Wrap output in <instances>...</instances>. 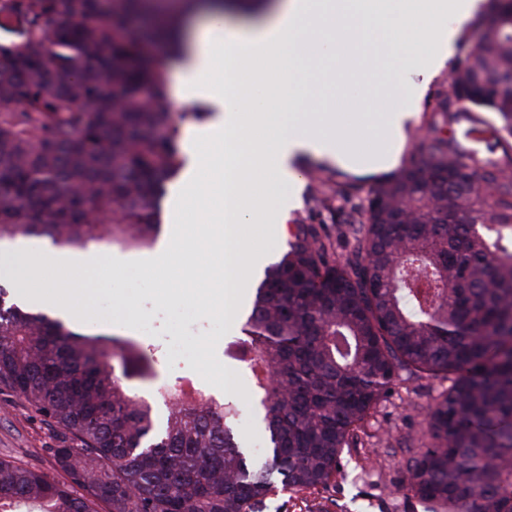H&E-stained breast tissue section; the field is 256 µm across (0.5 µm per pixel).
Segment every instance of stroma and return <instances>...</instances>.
<instances>
[{"instance_id":"stroma-1","label":"stroma","mask_w":512,"mask_h":512,"mask_svg":"<svg viewBox=\"0 0 512 512\" xmlns=\"http://www.w3.org/2000/svg\"><path fill=\"white\" fill-rule=\"evenodd\" d=\"M353 179L367 190L380 177L375 174L356 178L334 166L303 160L297 208L277 230L263 224L254 227L257 235L270 238L272 258H279L286 250L295 224L315 217V197L335 202L345 183ZM194 181V174L184 168L175 182L168 184L156 244L143 248L105 246L99 263L79 278L56 270L50 271L49 276L86 307L88 316L79 321L78 327L87 333H113L139 340L144 323L158 311L168 317V335L180 343L187 342L189 326L222 325V335L209 342L213 359L189 369L165 359L159 368L160 375L170 385L186 376L201 378L214 396L235 401L242 413L235 423L242 443L264 455L269 440L264 426L256 419L254 388L246 370L224 353L226 343L240 337L244 313H237L233 323H226L217 287L201 293L190 285H175L176 280L185 276L188 261H195L206 271L216 264L215 253L203 251L200 238L195 236L177 239L168 255L158 253V242L166 240L173 227L196 225L197 215L183 210L176 192L177 187H190ZM447 387V381L441 379L401 372L390 392L365 420L357 443L343 449L336 477L316 490H277L267 498L264 512H427L426 503L404 489L406 461L430 447L432 437L425 416ZM59 441L54 424L15 394L0 391V458L42 470L61 481L65 475L52 455Z\"/></svg>"}]
</instances>
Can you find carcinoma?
Listing matches in <instances>:
<instances>
[{
  "instance_id": "1",
  "label": "carcinoma",
  "mask_w": 512,
  "mask_h": 512,
  "mask_svg": "<svg viewBox=\"0 0 512 512\" xmlns=\"http://www.w3.org/2000/svg\"><path fill=\"white\" fill-rule=\"evenodd\" d=\"M148 2L16 0L26 27L0 43V239L80 250L157 235L182 166L177 121L210 113L164 105L167 60L129 26ZM182 3L155 25L175 59L184 17L254 15L269 0ZM473 112L494 114L508 162L463 150L453 125ZM419 148L345 197L359 224L349 255L297 224L265 268L243 338L224 349L259 397L260 460L234 432V404L157 380L158 346L77 332L0 284V389L64 432L53 456L69 479L0 458V512H263L279 487L330 482L401 371L449 382L404 489L433 512H512V0L468 41ZM135 382L163 398V419Z\"/></svg>"
}]
</instances>
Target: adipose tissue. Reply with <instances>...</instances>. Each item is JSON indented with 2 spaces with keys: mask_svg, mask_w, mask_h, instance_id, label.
<instances>
[{
  "mask_svg": "<svg viewBox=\"0 0 512 512\" xmlns=\"http://www.w3.org/2000/svg\"><path fill=\"white\" fill-rule=\"evenodd\" d=\"M485 8V0H273L256 22L214 16L203 25L176 66L173 97L185 103L205 87L223 99V134L199 133L193 153L223 188V208L203 222L216 225L224 250L216 275L227 313L269 254L250 227L283 223L300 159L346 162L364 174L397 168L406 128L453 60L460 26ZM96 259L93 251L36 255L20 243L0 251V271L75 318L79 308L58 299V282L42 270L76 273Z\"/></svg>",
  "mask_w": 512,
  "mask_h": 512,
  "instance_id": "1",
  "label": "adipose tissue"
}]
</instances>
